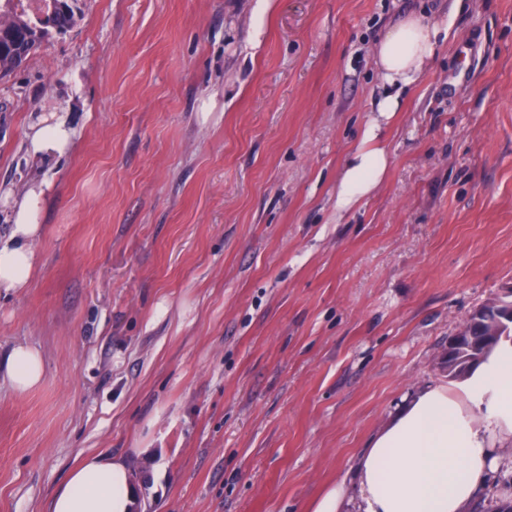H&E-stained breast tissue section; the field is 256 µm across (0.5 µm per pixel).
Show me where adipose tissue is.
Instances as JSON below:
<instances>
[{
    "label": "adipose tissue",
    "mask_w": 512,
    "mask_h": 512,
    "mask_svg": "<svg viewBox=\"0 0 512 512\" xmlns=\"http://www.w3.org/2000/svg\"><path fill=\"white\" fill-rule=\"evenodd\" d=\"M463 0L428 19L409 13L390 24L371 48L381 97L378 115L342 173L334 207L344 215L382 182L389 158L380 146L383 128L401 106L403 92L422 81L448 39ZM66 105L38 115L30 124L28 151L51 159L62 156L76 135ZM11 206L10 230L0 238V289L27 287L38 269L43 234V185L21 196L5 191ZM45 375L41 352L13 346L0 359V376L17 392L40 386ZM512 473V337H502L463 382L436 385L417 394L358 457L361 512H471L498 473ZM143 497L127 464L90 456L70 472L50 500L48 512H135Z\"/></svg>",
    "instance_id": "1"
}]
</instances>
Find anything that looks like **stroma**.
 Here are the masks:
<instances>
[{
    "mask_svg": "<svg viewBox=\"0 0 512 512\" xmlns=\"http://www.w3.org/2000/svg\"><path fill=\"white\" fill-rule=\"evenodd\" d=\"M439 0H78L0 79V186L50 183L41 266L0 295V512H47L85 456L138 512H311L512 286V0H467L402 98L384 180L336 185L377 111L374 42ZM79 135L27 153L72 85ZM19 393H25L40 386L45 375L41 352L28 344L13 346L5 360L0 357V378Z\"/></svg>",
    "mask_w": 512,
    "mask_h": 512,
    "instance_id": "1",
    "label": "stroma"
}]
</instances>
